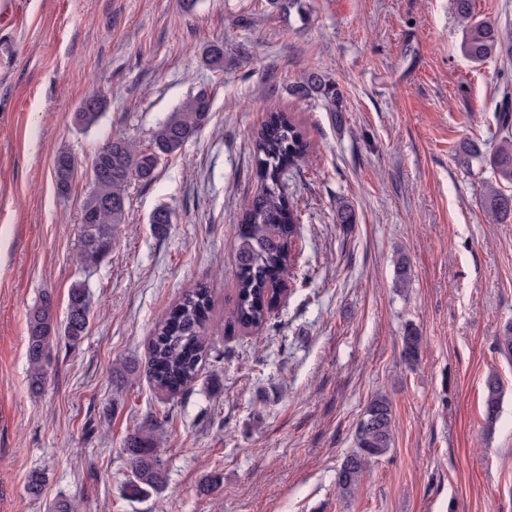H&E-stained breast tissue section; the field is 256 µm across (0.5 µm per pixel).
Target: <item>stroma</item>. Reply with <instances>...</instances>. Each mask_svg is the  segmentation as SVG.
I'll return each mask as SVG.
<instances>
[{
    "label": "stroma",
    "instance_id": "1",
    "mask_svg": "<svg viewBox=\"0 0 512 512\" xmlns=\"http://www.w3.org/2000/svg\"><path fill=\"white\" fill-rule=\"evenodd\" d=\"M0 512H512V223L480 207L490 169L456 149L494 145L512 62L460 51L453 0H0ZM224 44V63L202 60ZM311 71L343 93V122L298 99ZM207 91V125L131 181L126 219L100 264L81 266L79 214L108 138L140 147ZM90 129L73 115L92 93ZM299 124L309 156L286 170L303 217L271 320L224 325L234 248L257 189L251 134L269 113ZM69 153L66 193L52 174ZM356 221H335L339 206ZM161 205L172 222H150ZM405 254L409 288L395 286ZM91 315L28 385L27 317L50 294L65 319L74 282ZM210 291V356L176 394L146 375L150 340L179 297ZM423 338L416 365L402 336ZM503 396L485 419V380ZM393 404L394 444L340 497L337 473L371 398ZM153 425L165 484L131 490L127 437ZM46 482L30 496L26 479ZM106 104V100L99 96L86 97L74 113L75 123L83 129H90L98 123ZM52 170L58 191L67 192L75 175V162L72 156L65 152L59 153L53 161Z\"/></svg>",
    "mask_w": 512,
    "mask_h": 512
}]
</instances>
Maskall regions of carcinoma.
Masks as SVG:
<instances>
[{"mask_svg":"<svg viewBox=\"0 0 512 512\" xmlns=\"http://www.w3.org/2000/svg\"><path fill=\"white\" fill-rule=\"evenodd\" d=\"M454 7L464 25L461 49L465 57L473 63H482L493 56L512 60L511 31L476 18L473 0H454ZM293 93L301 99H323L334 121H342L343 95L327 75L309 73L293 86ZM105 108L106 100L88 96L74 113V121L87 130L98 123ZM210 109L209 95L200 91L158 123L152 132L150 150L144 151L128 140L116 138L108 150L97 151L91 165L92 187L80 212V257L85 266L97 265L111 254L116 227L125 219L131 180L150 181L160 158L179 152L206 125ZM494 121L498 142L489 154H484L472 141L460 145L458 156L466 165L478 159L491 170L495 181L486 183L481 206L490 223L508 224L512 222V193L505 187L512 186V102L505 98L496 106ZM252 149L260 189L247 201L240 216L234 252L236 297L224 315L225 322L240 329L265 325L280 295L278 276L291 263L294 237L302 220L300 211L285 201L283 176L286 168L305 156L307 141L300 126L275 112L256 131ZM52 170L58 191L67 192L75 175L72 156L59 153ZM410 282V264L401 255L395 262V283L399 288H406ZM209 311V290L200 285L182 295L156 328L145 369L159 389L175 394L195 382L202 363L209 357L206 341ZM90 313L87 288L79 281L69 290L64 322H58L52 298L47 294L33 307L28 322L32 389L41 387L44 362L54 341L62 336L72 343L80 341L87 332ZM422 347V336L415 328L407 327L402 336L405 362L416 364ZM485 388L486 416L492 423L499 413L503 384L498 376L491 375L485 381ZM393 427L391 400L382 394L374 396L357 427V450L338 470L341 495L352 494L360 485L367 464L390 451L394 443ZM126 452L134 476L133 491L159 489L163 474L152 432L144 429L131 434L126 441Z\"/></svg>","mask_w":512,"mask_h":512,"instance_id":"carcinoma-1","label":"carcinoma"}]
</instances>
